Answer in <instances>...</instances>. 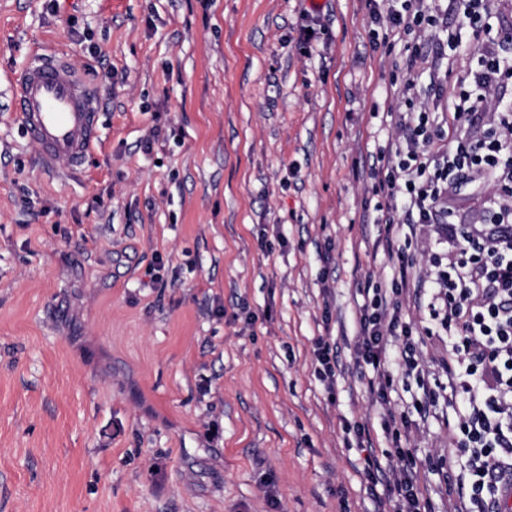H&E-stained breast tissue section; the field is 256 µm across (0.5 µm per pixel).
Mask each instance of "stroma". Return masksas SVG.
Instances as JSON below:
<instances>
[{"mask_svg":"<svg viewBox=\"0 0 512 512\" xmlns=\"http://www.w3.org/2000/svg\"><path fill=\"white\" fill-rule=\"evenodd\" d=\"M427 5L440 27L393 41L368 0H0V512H377L359 423L448 512L461 454L433 289L398 297L421 373H394L389 404L353 343L369 289L395 286L390 248L448 256L447 225L390 242L379 222L398 111L441 117L477 65L454 0ZM38 41L96 94L77 169L45 168L11 110ZM492 195L462 187L450 223L479 235ZM313 361L318 380L329 393H333L336 386L338 365L336 361V341L332 337L320 336L316 339L313 347Z\"/></svg>","mask_w":512,"mask_h":512,"instance_id":"35a3bbf8","label":"stroma"}]
</instances>
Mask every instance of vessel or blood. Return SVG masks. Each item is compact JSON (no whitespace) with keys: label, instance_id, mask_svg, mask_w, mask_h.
Wrapping results in <instances>:
<instances>
[{"label":"vessel or blood","instance_id":"b4317fda","mask_svg":"<svg viewBox=\"0 0 512 512\" xmlns=\"http://www.w3.org/2000/svg\"><path fill=\"white\" fill-rule=\"evenodd\" d=\"M13 110L43 162L82 166L100 134L95 94L65 56L34 52L13 82Z\"/></svg>","mask_w":512,"mask_h":512}]
</instances>
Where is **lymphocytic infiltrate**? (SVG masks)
<instances>
[{
	"instance_id": "lymphocytic-infiltrate-1",
	"label": "lymphocytic infiltrate",
	"mask_w": 512,
	"mask_h": 512,
	"mask_svg": "<svg viewBox=\"0 0 512 512\" xmlns=\"http://www.w3.org/2000/svg\"><path fill=\"white\" fill-rule=\"evenodd\" d=\"M384 17L386 34L393 38L439 25L424 0H403ZM507 73L512 74V57L483 49L481 68L460 80L448 98V136L428 134L426 110L407 109L399 119L406 137L387 159L396 173L389 194L404 205L384 222L399 231L437 223L439 214L451 211L460 182L507 184L505 195L489 206L488 244L466 240L457 246L459 259L429 273L447 296L443 319L460 336L451 346L455 363L449 373L469 395L466 414L452 427L466 453L456 478L459 497L468 501L466 512H507L512 506V113L500 111L486 95ZM464 125L472 128V138L457 137ZM357 323L356 359L372 369L367 386L375 402L387 404L390 366L407 378L419 371L412 331L402 328L398 303L379 292L360 308ZM358 437L365 453L360 474L369 495H376L386 468L393 512H421L416 459L398 448L379 460L366 427H359Z\"/></svg>"
}]
</instances>
